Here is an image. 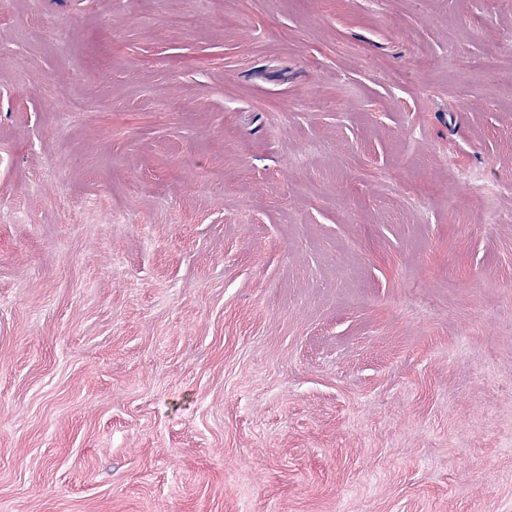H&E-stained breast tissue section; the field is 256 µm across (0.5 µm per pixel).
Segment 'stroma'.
Masks as SVG:
<instances>
[{
	"label": "stroma",
	"instance_id": "1",
	"mask_svg": "<svg viewBox=\"0 0 512 512\" xmlns=\"http://www.w3.org/2000/svg\"><path fill=\"white\" fill-rule=\"evenodd\" d=\"M0 512H512V0H0Z\"/></svg>",
	"mask_w": 512,
	"mask_h": 512
}]
</instances>
